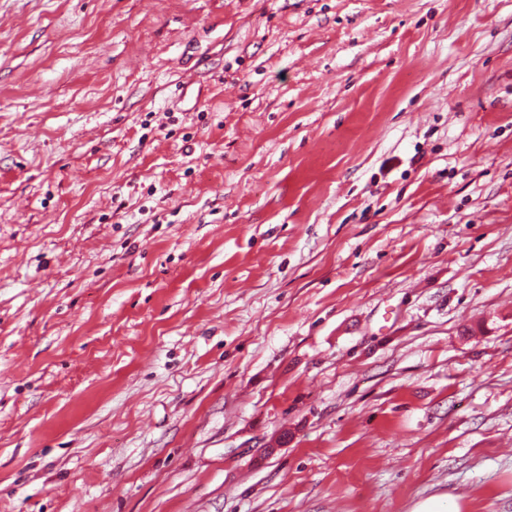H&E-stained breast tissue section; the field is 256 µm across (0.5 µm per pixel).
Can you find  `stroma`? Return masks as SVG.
I'll return each instance as SVG.
<instances>
[{
	"mask_svg": "<svg viewBox=\"0 0 512 512\" xmlns=\"http://www.w3.org/2000/svg\"><path fill=\"white\" fill-rule=\"evenodd\" d=\"M512 512V0H0V512Z\"/></svg>",
	"mask_w": 512,
	"mask_h": 512,
	"instance_id": "1",
	"label": "stroma"
}]
</instances>
